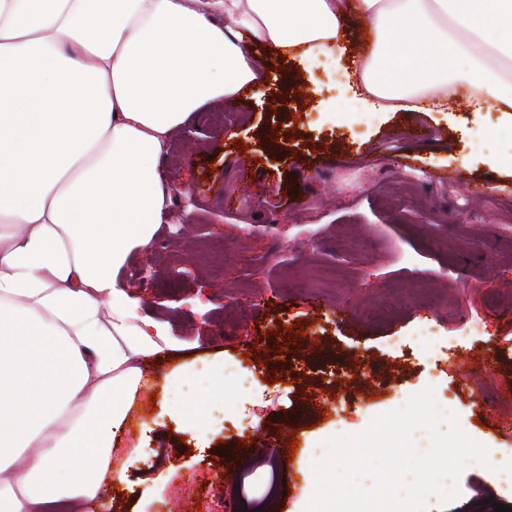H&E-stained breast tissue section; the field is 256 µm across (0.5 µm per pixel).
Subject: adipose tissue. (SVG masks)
Wrapping results in <instances>:
<instances>
[{"mask_svg": "<svg viewBox=\"0 0 512 512\" xmlns=\"http://www.w3.org/2000/svg\"><path fill=\"white\" fill-rule=\"evenodd\" d=\"M371 24L362 112L505 116L512 0H0V512H102V475L165 325L119 271L171 207L159 162L204 105L263 84V46L339 61ZM165 412L206 441L224 361L166 379ZM361 19L368 21L361 15H352L344 21L345 36L341 44L344 51L341 65L350 72H352L355 66L362 60V56L359 57L357 54V48L363 46L364 42L367 40L365 37L366 30H363L359 24Z\"/></svg>", "mask_w": 512, "mask_h": 512, "instance_id": "ef3b65f1", "label": "adipose tissue"}]
</instances>
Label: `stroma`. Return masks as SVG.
I'll list each match as a JSON object with an SVG mask.
<instances>
[{
	"label": "stroma",
	"mask_w": 512,
	"mask_h": 512,
	"mask_svg": "<svg viewBox=\"0 0 512 512\" xmlns=\"http://www.w3.org/2000/svg\"><path fill=\"white\" fill-rule=\"evenodd\" d=\"M359 21H344L341 70L265 60L262 94L195 113V140L172 135L160 164L169 217L151 252L133 253L120 279L139 297L140 314L165 322L179 347L139 363L145 384L99 489L111 512H192L198 502L243 512L249 498L264 512H299L315 488L314 446L363 431L429 385L470 437L512 449L500 431L512 426V170L471 147L466 132L477 116L462 101L448 112H323V100L352 101L344 72L360 61ZM417 123L432 140L406 141ZM487 180L491 189L473 195ZM287 197L299 206L284 208ZM391 299L398 309L371 317ZM296 324L304 334L281 348ZM426 325L441 354L413 348ZM486 355L493 371L470 374ZM219 356L254 375L227 395L243 411H229L207 447H193L149 397L177 363ZM271 368L287 372L286 383H271ZM291 427L300 437L295 457L268 458L278 429ZM227 462L235 481L220 476ZM120 468L122 484L113 475ZM272 472L283 480L274 497ZM458 487L451 502L429 497L426 512L512 507V491L481 470L465 468Z\"/></svg>",
	"instance_id": "obj_1"
}]
</instances>
